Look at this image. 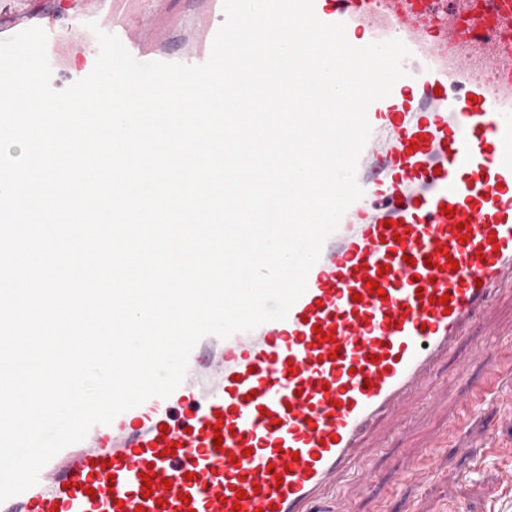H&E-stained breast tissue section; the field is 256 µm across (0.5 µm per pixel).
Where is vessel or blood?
Here are the masks:
<instances>
[{
	"instance_id": "obj_1",
	"label": "vessel or blood",
	"mask_w": 512,
	"mask_h": 512,
	"mask_svg": "<svg viewBox=\"0 0 512 512\" xmlns=\"http://www.w3.org/2000/svg\"><path fill=\"white\" fill-rule=\"evenodd\" d=\"M128 2L76 0L66 31L47 27L53 75L69 85L89 74L71 53L95 49L94 21L138 61L208 60L223 0H206L198 40L177 53L164 32L148 38ZM478 4L314 0L352 45L397 39L410 51L404 77L367 111L362 197L285 319L226 338L215 371L197 344L171 398L93 426L9 512H324L370 483L353 469L367 436L448 359L466 373L463 337L512 298V0L488 14ZM198 396L191 424L169 428L172 399Z\"/></svg>"
}]
</instances>
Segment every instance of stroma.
<instances>
[{"mask_svg":"<svg viewBox=\"0 0 512 512\" xmlns=\"http://www.w3.org/2000/svg\"><path fill=\"white\" fill-rule=\"evenodd\" d=\"M464 345L473 354L466 377L457 376L454 364L442 365L413 402V419L396 415L368 436L359 464L375 479L338 496L335 512H512V486L505 484L512 458L480 446L487 432L512 442V388L499 392V408L473 401L485 357L512 371V299L502 300L493 320ZM463 442L475 445L473 455L458 453Z\"/></svg>","mask_w":512,"mask_h":512,"instance_id":"obj_1","label":"stroma"}]
</instances>
